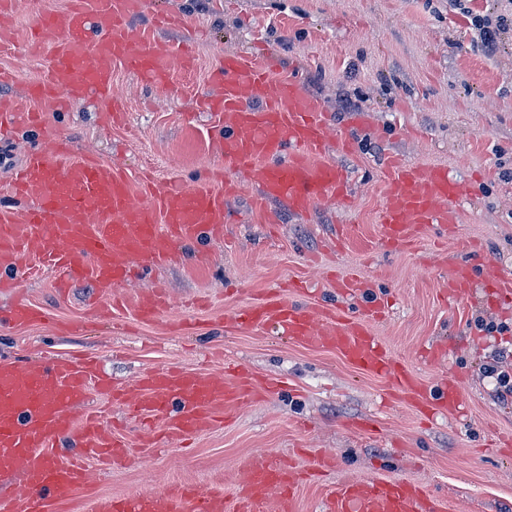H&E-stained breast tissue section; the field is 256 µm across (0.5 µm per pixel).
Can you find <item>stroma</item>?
Returning a JSON list of instances; mask_svg holds the SVG:
<instances>
[{
  "label": "stroma",
  "instance_id": "1",
  "mask_svg": "<svg viewBox=\"0 0 512 512\" xmlns=\"http://www.w3.org/2000/svg\"><path fill=\"white\" fill-rule=\"evenodd\" d=\"M154 13L178 25L158 27L154 13L133 19L160 40L189 46L194 66L175 71L168 88L144 84L113 62V96L126 121L104 119L107 102L89 96L60 112H43L38 127L0 136V210H25L11 194L9 176L25 155L46 147L51 135L67 138L76 157L121 162L133 185L142 172L165 181L194 183L218 160L214 131L198 99L218 94L211 73L225 52L251 55L270 49L274 79L298 78L307 93L351 134L352 154L336 156L349 171L350 208L319 205L305 216L277 208L275 225L250 208V192L232 204L223 239L179 243L171 262L135 284L137 294L162 287L170 313L192 320L179 332L167 318L146 323L134 312L105 315L111 293L92 278L59 294L49 272L24 279L23 295L40 311L27 326H0V359L38 360L95 355L115 385L132 388L139 375L161 365L221 373L225 361L281 389L241 411L227 426L199 434L190 447L169 440L142 448L139 425L120 405L108 420L130 437L128 460L102 471L90 465V483L60 512H85L88 495L121 496L178 482L233 497L242 463L271 457L299 467L319 458L338 462L323 481L297 492V512H316L329 483L350 475L405 478L446 497L450 512H512V449L498 447L512 434V399H498L495 378L484 367L508 352L512 366V314L503 316L474 299L449 302L453 265L467 262L460 242L474 240L485 255L512 274V0H153ZM68 0H16L10 25L13 45L0 49V99L37 109L28 98L43 78L41 61L28 51L30 31L42 10ZM497 29L496 48L484 46L480 21ZM446 169L472 187L457 203V233L440 228L405 251L379 245L378 209L384 155ZM357 272L353 295L336 292L331 274ZM300 279L317 289L321 304L362 312L392 298L374 324L392 356L408 364L430 389L461 382L464 416L423 415L387 393L386 382L355 369L335 352L311 348L275 327L244 329L233 313ZM502 323L503 333L481 329ZM443 358H427L433 346Z\"/></svg>",
  "mask_w": 512,
  "mask_h": 512
}]
</instances>
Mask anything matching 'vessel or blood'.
Instances as JSON below:
<instances>
[{
  "instance_id": "b4317fda",
  "label": "vessel or blood",
  "mask_w": 512,
  "mask_h": 512,
  "mask_svg": "<svg viewBox=\"0 0 512 512\" xmlns=\"http://www.w3.org/2000/svg\"><path fill=\"white\" fill-rule=\"evenodd\" d=\"M148 0H70L61 11L47 10L35 24L33 45L47 51L45 75L32 84L33 99L59 110L67 99L94 94L112 96V63L120 61L148 84L168 87L170 69H190L194 60L181 48L134 28V15L147 12ZM218 99L205 107L218 117L222 132L215 151L224 159V187L209 179L189 186L170 179L134 190L120 164L66 157V142L28 152L10 176V188L29 205L18 214L0 213V289L16 291L25 270L21 259L34 254L47 266L57 287L90 277L100 288H126L137 272L167 263L176 243L203 235L220 236L228 204L243 184L258 186L252 208L283 201L302 214L320 204H347L353 196L347 172L329 157L330 150L350 151L352 142L334 127L320 100L292 78L274 80L265 57L225 52L214 74ZM378 213L381 244L408 246L417 231L459 222L457 200L469 184L449 180L441 169L385 156ZM483 278L475 280L467 264L453 266L448 297L470 296L475 285L492 289L500 303L512 304V276L483 260ZM168 311L161 290L136 308L139 319L154 321ZM240 327L271 324L297 342L336 351L359 370L383 377L398 392L437 400L450 413L465 409L456 382L432 397L413 369L392 359L376 335L372 314L287 300L277 294L242 307ZM92 360L76 363L51 358L38 363L0 362V512H57L88 482L89 461L101 465L128 457V444L103 422L101 408L85 409L95 391L109 389ZM258 385L237 376L232 365L223 375L170 366L145 371L135 387L114 398L139 416L146 429L167 425L168 438L193 436L233 418L261 400ZM79 440L81 454L64 459L53 451L61 439ZM297 468L280 459L239 467L238 496L228 506L223 493L174 485L157 493L120 498L95 496L87 512H295ZM447 502L404 479L352 477L323 496L319 512H448Z\"/></svg>"
}]
</instances>
